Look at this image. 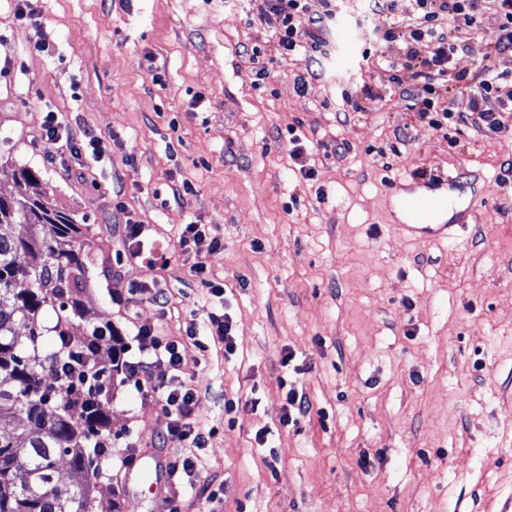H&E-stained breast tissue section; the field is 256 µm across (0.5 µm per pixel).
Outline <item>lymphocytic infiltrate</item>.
<instances>
[{"label": "lymphocytic infiltrate", "instance_id": "obj_1", "mask_svg": "<svg viewBox=\"0 0 512 512\" xmlns=\"http://www.w3.org/2000/svg\"><path fill=\"white\" fill-rule=\"evenodd\" d=\"M392 0H373V28L388 42L403 45V60L377 62V78L395 85L399 82V67L419 63L417 76L423 90L434 83H459L467 91L465 109L444 110V119L459 123H474L478 129L499 132L512 123V72L497 70L494 60L500 53L512 50V0H415L416 13L408 22L395 20ZM492 14L498 22L500 35L491 46L474 47L472 35L481 18ZM258 19L271 28L277 38L281 55L297 52L325 53L328 43L324 33L336 21L333 6L323 12L310 13L305 0H260ZM431 43L432 51L423 60H416L414 43ZM478 52L480 65L475 73L453 72L454 58L464 52ZM44 139L48 149L66 144L72 155H81L90 147L93 156H100L101 140L90 129H72L59 122L56 113H46L43 121ZM153 361L130 363V376L146 374L152 389L160 393L167 409L166 433L180 441L200 445L204 436L193 420L194 391L182 381L181 358L173 342L151 339Z\"/></svg>", "mask_w": 512, "mask_h": 512}]
</instances>
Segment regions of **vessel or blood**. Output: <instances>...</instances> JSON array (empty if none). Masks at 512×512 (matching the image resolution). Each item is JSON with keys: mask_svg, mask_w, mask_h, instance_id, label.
<instances>
[{"mask_svg": "<svg viewBox=\"0 0 512 512\" xmlns=\"http://www.w3.org/2000/svg\"><path fill=\"white\" fill-rule=\"evenodd\" d=\"M455 177L445 176L424 181L423 191L399 196L398 206L406 218L403 227L407 236L430 239H453L455 224L445 216L454 206L451 191Z\"/></svg>", "mask_w": 512, "mask_h": 512, "instance_id": "1", "label": "vessel or blood"}]
</instances>
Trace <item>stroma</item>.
Listing matches in <instances>:
<instances>
[{"mask_svg": "<svg viewBox=\"0 0 512 512\" xmlns=\"http://www.w3.org/2000/svg\"><path fill=\"white\" fill-rule=\"evenodd\" d=\"M29 6L20 21L0 0V196L25 167L91 225L74 341L112 325L128 362L141 328L178 342L205 436L167 437L160 397L115 374L95 512L116 492L123 512H498L512 495V131L432 128L413 70L372 81L402 51L377 38L369 0H336L331 55L287 59L255 0ZM49 111L95 130L100 160L48 153ZM417 170L463 176L457 239L400 231L394 186ZM129 219L161 244L155 265L129 258ZM192 221L223 242L201 277L178 248ZM213 313L235 325L232 352ZM291 389L311 410L285 425Z\"/></svg>", "mask_w": 512, "mask_h": 512, "instance_id": "stroma-1", "label": "stroma"}]
</instances>
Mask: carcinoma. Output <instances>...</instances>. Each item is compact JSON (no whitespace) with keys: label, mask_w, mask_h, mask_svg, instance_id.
<instances>
[{"label":"carcinoma","mask_w":512,"mask_h":512,"mask_svg":"<svg viewBox=\"0 0 512 512\" xmlns=\"http://www.w3.org/2000/svg\"><path fill=\"white\" fill-rule=\"evenodd\" d=\"M14 180L17 194L0 196V512H93L89 474L93 458L112 449L119 338L106 324L71 341L69 326L83 311L89 225L55 208L29 169H15ZM19 281L29 288L16 290ZM45 309L56 314L50 328L39 321ZM48 332L55 345L41 354ZM66 356L80 370L57 383L55 367ZM61 457L69 459L67 486L56 476Z\"/></svg>","instance_id":"1"}]
</instances>
